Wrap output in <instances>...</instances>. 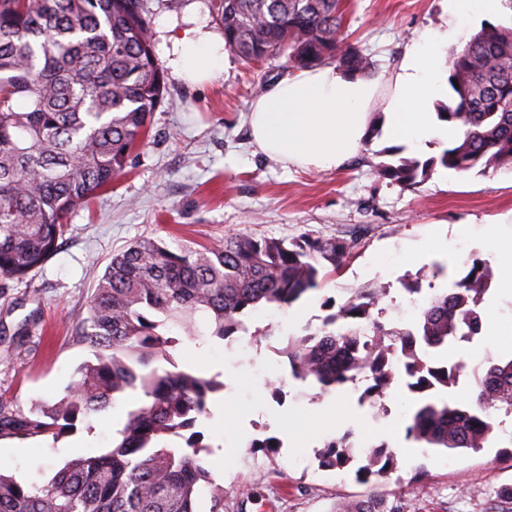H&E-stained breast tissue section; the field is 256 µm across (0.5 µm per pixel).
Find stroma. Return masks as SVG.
<instances>
[{
  "label": "stroma",
  "instance_id": "35a3bbf8",
  "mask_svg": "<svg viewBox=\"0 0 512 512\" xmlns=\"http://www.w3.org/2000/svg\"><path fill=\"white\" fill-rule=\"evenodd\" d=\"M343 38L371 61L368 79L378 90L371 118L384 116L395 79L413 43L452 28L448 0H344ZM151 33L178 37L204 25L221 34L209 0H149ZM284 60L251 64L226 51L222 70L208 83L192 85L166 74L162 103L150 136L112 187L74 211L56 253L26 278L0 276V404L28 412L60 399L75 370L89 360L76 340L91 293L112 255L151 236L170 248L212 246L238 234L293 239L344 237L356 248L319 291L298 302L302 315L289 321L280 309L250 311L249 334L261 335L250 351L239 341L183 338L180 364L219 377L211 415L199 430L214 447L208 467L223 485L224 512H335L345 498L368 493L354 467L321 466L319 452L333 434L352 431L357 443L405 446L391 426L407 425L419 398L397 381L380 407L361 402L363 385L347 384L320 394L312 383L291 377L277 350L286 336L319 326L327 297L381 282L389 288L384 320L405 318V284L423 294L447 288L473 258L497 267L483 237L487 224L512 232V172L489 176L436 168L408 188L379 178L376 168L395 139L381 135L348 155L340 166L320 171L263 154L248 124L252 101L279 80L296 75ZM448 244V274L434 277V257L420 246L430 235ZM512 356V343L485 344L482 337L437 350L439 362L472 366L485 358ZM283 391L275 400L272 388ZM141 400L131 393L111 413L77 422L59 438H0V473L38 487L72 458L101 453L112 444L117 416ZM500 430L479 451L417 449L379 487L399 512H512V415L493 412ZM280 442L276 452L248 449L250 440Z\"/></svg>",
  "mask_w": 512,
  "mask_h": 512
}]
</instances>
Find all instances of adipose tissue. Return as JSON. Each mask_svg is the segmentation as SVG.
<instances>
[{"mask_svg": "<svg viewBox=\"0 0 512 512\" xmlns=\"http://www.w3.org/2000/svg\"><path fill=\"white\" fill-rule=\"evenodd\" d=\"M445 32L433 42L414 45L397 76L398 94L386 118L389 136L425 148L434 138L454 140L456 127L434 123V103L448 90ZM169 65L174 74L201 82L224 65L222 44L194 27L173 38ZM375 82L323 65L286 77L254 101L250 126L255 143L270 157L321 169L338 166L369 137L367 108Z\"/></svg>", "mask_w": 512, "mask_h": 512, "instance_id": "ef3b65f1", "label": "adipose tissue"}]
</instances>
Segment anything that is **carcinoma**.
<instances>
[{
  "label": "carcinoma",
  "instance_id": "obj_1",
  "mask_svg": "<svg viewBox=\"0 0 512 512\" xmlns=\"http://www.w3.org/2000/svg\"><path fill=\"white\" fill-rule=\"evenodd\" d=\"M224 45L247 62L284 57L292 67L333 63L363 74L369 59L341 36L343 0H211ZM147 0H0V275L22 279L56 251L68 216L122 175L144 144L165 79L154 55ZM448 100L438 120L462 131L437 157H397L378 165L407 187L436 166L488 176L512 170V23L485 22L464 46L448 50ZM354 243L236 235L215 247L176 251L144 238L115 255L78 328L93 360L51 407L26 415L0 410V437L54 439L77 421L107 412L129 392L142 395L115 430L112 447L67 462L28 490L0 474V512H197L201 488L209 512H224V486L204 465L211 445L197 424L224 383L178 365L185 336L221 341L244 329L260 306L286 309L324 284ZM494 273L475 260L449 288L429 296L410 321H380L388 288L373 282L329 297L321 325L288 336L282 349L293 379L323 393L359 376L376 405L395 378L391 357L419 404L406 438L421 448L478 450L495 426L491 411L512 414V357L473 373L470 404L448 401L463 362L436 364L430 354L481 333L480 306ZM346 431L324 444L322 465L344 468L359 449ZM380 444L365 453L356 479L375 486L393 469ZM337 512H396L370 495Z\"/></svg>",
  "mask_w": 512,
  "mask_h": 512
}]
</instances>
